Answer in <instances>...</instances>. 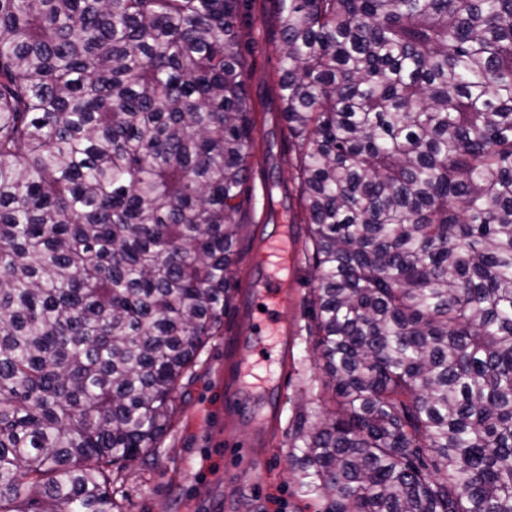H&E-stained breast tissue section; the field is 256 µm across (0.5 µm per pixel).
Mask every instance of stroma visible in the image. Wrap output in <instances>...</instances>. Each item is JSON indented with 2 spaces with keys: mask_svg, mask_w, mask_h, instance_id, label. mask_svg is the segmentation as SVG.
Listing matches in <instances>:
<instances>
[{
  "mask_svg": "<svg viewBox=\"0 0 512 512\" xmlns=\"http://www.w3.org/2000/svg\"><path fill=\"white\" fill-rule=\"evenodd\" d=\"M277 8V0H252L242 25L256 145L233 266L239 281L261 280L256 252L262 238L284 216L303 212L284 151L288 127L277 112L274 94L280 67ZM311 272L308 261L299 260L293 298L285 313L295 336L285 389L250 395L247 412L229 416L224 405L225 363L231 355L248 357L252 338L238 302H231L220 334L202 349L192 375L178 389L172 428L148 461L114 466L113 476L122 490V512H318V505L298 490L299 463L288 446L298 406H305L314 421L333 405V391L314 350L313 323L305 305L313 286ZM273 405L279 411L281 433L268 439L261 421ZM229 421L239 443L260 450V475L249 473V457L227 450L225 424Z\"/></svg>",
  "mask_w": 512,
  "mask_h": 512,
  "instance_id": "obj_1",
  "label": "stroma"
}]
</instances>
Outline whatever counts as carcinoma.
Wrapping results in <instances>:
<instances>
[{
	"label": "carcinoma",
	"mask_w": 512,
	"mask_h": 512,
	"mask_svg": "<svg viewBox=\"0 0 512 512\" xmlns=\"http://www.w3.org/2000/svg\"><path fill=\"white\" fill-rule=\"evenodd\" d=\"M335 407L323 512H512V0H278ZM247 0H0V512H121L219 335Z\"/></svg>",
	"instance_id": "1"
}]
</instances>
